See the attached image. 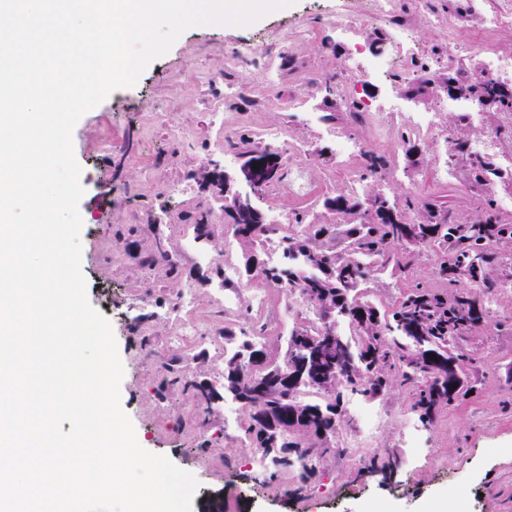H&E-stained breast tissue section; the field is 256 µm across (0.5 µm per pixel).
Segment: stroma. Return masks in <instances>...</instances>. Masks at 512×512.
Returning <instances> with one entry per match:
<instances>
[{"instance_id":"1","label":"stroma","mask_w":512,"mask_h":512,"mask_svg":"<svg viewBox=\"0 0 512 512\" xmlns=\"http://www.w3.org/2000/svg\"><path fill=\"white\" fill-rule=\"evenodd\" d=\"M493 4L484 0L483 9L462 14L458 0H427L420 11L415 0H396L397 11L409 19L401 31L369 12L364 0H295L247 26H195L134 86L113 92L76 124L73 150L84 188L80 264L87 299L115 336L124 368L120 402L139 445L166 456L199 482L192 512H208L216 500L223 512H377L381 507L424 512L454 499L460 485L473 487L475 512H512V456L506 452L512 446L510 287L481 290L484 322L461 342L473 359L470 396L425 422L412 407L411 386L350 395L332 452L315 457L308 471L300 466L274 473L258 469L244 409L234 407L232 424H225L231 399L199 405L182 386L170 385L167 371L176 358L190 379L220 387L229 348L225 328L243 335L250 325L264 326L261 344L279 362L291 331L308 321L304 299L289 300L286 290L245 274L223 290L235 304L233 314L225 315L217 301V278L184 249L185 235L194 234L201 219L212 225L213 236L197 241L198 250L217 260L229 254L236 267L244 265L245 249L201 161L220 134L236 143L256 142L263 130L287 129L288 151L312 195L302 198L272 187L257 201L267 212L342 228L346 219L329 212L323 201L343 189L360 199L374 192L394 202L416 198L405 214L410 224L427 223L434 205L449 209L460 223L477 219L470 176L449 165L446 145L460 138L472 145L488 139L496 115L485 111L457 127L456 112L440 104V79L448 73V40H455L456 64L471 81L480 42L512 50V25L485 29V10ZM340 11L353 14L354 37L329 26V16ZM271 43L278 46L273 76L248 66L225 68L227 51L249 55ZM380 58L393 64L373 79L349 81L341 70L345 61L366 69ZM242 84L251 86L252 94H237ZM388 97L401 111L434 113L432 134L408 142L399 129L379 135L364 109ZM218 102L223 110L213 111ZM329 113L334 121H326ZM346 140L362 144L350 169L338 159ZM144 156L149 159L145 165L140 162ZM168 176L185 185L190 197L165 190ZM196 197L213 200V207L195 208ZM136 213L152 215L153 223H131ZM446 257L436 246L411 248L407 271L377 274L360 289L383 311L411 285L449 292L447 281L435 272ZM172 264L179 272L174 280L167 274ZM187 288L195 297L196 317L210 333L183 346L168 337ZM259 289L277 311L274 322H264L252 305V293ZM368 410L378 415L375 435L354 444ZM374 456L398 465L388 476L367 473Z\"/></svg>"}]
</instances>
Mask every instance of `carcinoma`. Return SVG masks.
Listing matches in <instances>:
<instances>
[{"mask_svg": "<svg viewBox=\"0 0 512 512\" xmlns=\"http://www.w3.org/2000/svg\"><path fill=\"white\" fill-rule=\"evenodd\" d=\"M445 82L465 91L479 108L483 98L489 97L495 111L512 113V94L503 93L502 81L494 77L466 84L462 71L450 66ZM451 158L468 168L475 184H495L503 179L493 159L467 152L463 139L455 143ZM381 197L383 194L375 193L362 203L342 190L325 199L327 203L336 200L338 214L360 215V222L348 225L342 238L336 236L334 224H309L300 234L273 228L265 217L254 216L258 207L250 199L224 204V214L231 219L235 210L253 214L252 222L233 225L234 235L248 245L246 274L261 278L272 288L297 290L318 311V322L292 332L282 363L269 361L263 349L248 342L224 359V394L245 400L253 448L272 444L301 448L306 459L318 446L321 452H328L325 445L341 426V404L350 389L377 394L397 382L411 385L415 387L413 408L428 420L470 391L464 378L468 357L462 351L451 352L450 347L484 321L480 296L473 289L460 288L448 297L417 284L387 314L358 299L355 291L378 269L393 266L403 270L400 251L404 247L442 242L449 244L452 252L437 268L439 277L450 283L490 288V244L512 241V221L500 216L488 194L482 199L478 218L470 223L458 224L445 216L428 224H396L377 205ZM273 236L282 246L283 262L267 265L260 260L258 248ZM338 315L347 317L358 329V350H352L341 337L336 353L323 359L308 345L319 342ZM432 354L436 358H430ZM315 363L333 372V389L322 392L310 384L300 387L284 377L291 368ZM169 372L172 383L182 385L200 404L221 397L214 387L189 379L181 370L171 368ZM263 384L268 388H261ZM304 388L320 395L322 401H302Z\"/></svg>", "mask_w": 512, "mask_h": 512, "instance_id": "cac0c4a2", "label": "carcinoma"}]
</instances>
